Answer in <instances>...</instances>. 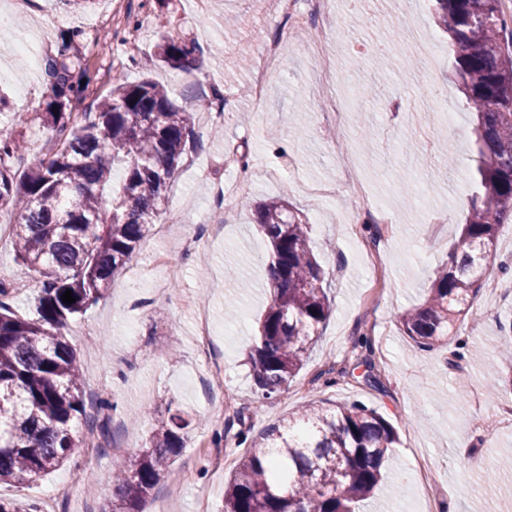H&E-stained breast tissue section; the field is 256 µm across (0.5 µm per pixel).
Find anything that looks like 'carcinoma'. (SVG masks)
Listing matches in <instances>:
<instances>
[{
    "label": "carcinoma",
    "instance_id": "1",
    "mask_svg": "<svg viewBox=\"0 0 512 512\" xmlns=\"http://www.w3.org/2000/svg\"><path fill=\"white\" fill-rule=\"evenodd\" d=\"M448 34L452 67L473 115L477 160L466 224L451 262L437 270L420 306L398 316L421 350L442 346L495 259L498 229L512 217V37L504 38L502 0H433ZM167 66L199 69L198 46L160 37ZM70 46L48 63L43 121L55 133L52 155L18 176L23 145L0 138V210L18 216L10 238L16 256L39 275L35 318L16 315L0 286V484L24 487L77 456L83 433L109 435L88 411L79 361L61 329L95 305L126 269L164 207L182 157L198 140L191 113L150 79L123 82L77 121L93 77ZM266 237L271 302L248 354L262 398L277 395L301 369L330 312L324 271L298 210L272 199L255 210ZM72 291L75 302L62 301ZM191 415L160 418L140 455L112 480L109 512H144L164 474L186 446ZM397 442L394 425L362 403L322 409L308 404L267 431L242 456L224 491V512H355L383 479ZM0 512H42L31 501L0 498Z\"/></svg>",
    "mask_w": 512,
    "mask_h": 512
}]
</instances>
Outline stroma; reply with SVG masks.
Instances as JSON below:
<instances>
[{"label":"stroma","mask_w":512,"mask_h":512,"mask_svg":"<svg viewBox=\"0 0 512 512\" xmlns=\"http://www.w3.org/2000/svg\"><path fill=\"white\" fill-rule=\"evenodd\" d=\"M387 25L361 24L347 5L321 20L329 30L326 52L334 55L353 110L341 126L320 107L327 93L310 54L312 34L278 30L282 63L270 78L262 105L241 87L249 68L231 71L237 50L256 52L274 26L272 0H94L74 10L65 0H14L10 20L0 27V133L23 140L26 150L14 169L23 172L51 155L54 134L41 113L48 94L45 71H32L11 43L34 45L41 59L72 43L94 74L85 102L107 97L113 86L150 76L165 85L178 106L228 97L224 135L201 132L185 156L157 218L126 272L103 297L63 330L76 350L88 396L116 402L107 449L86 435L76 465L41 475L38 485L63 483L65 495L53 512H103L112 502V472L144 447L167 408L190 413L196 423L187 446L146 504V512L172 504L177 512H199L208 500L220 512L240 426L260 437L304 404L325 407L360 402L381 413L399 434L390 449L385 478L357 512H504L512 504V361L500 359L512 343L503 329L512 319V221L496 241V260L473 299L480 320L462 317L448 344L418 349L397 322L402 311L423 303L438 268L449 260L469 211L474 169L472 116L452 74L448 37L435 23L431 0H373ZM166 18L173 35L196 41L200 71L188 75L156 59ZM439 85L454 108L452 124L428 125L419 105L428 84ZM397 101L394 112L378 109ZM252 157L248 172L233 155ZM352 160L367 193L389 218L385 224L357 221L356 199L344 179ZM244 178L247 204L221 209L219 183ZM311 183L335 184L336 194L318 199ZM279 197L298 208L308 224L317 261L331 285L330 316L299 374L277 397L258 399L247 354L269 300L266 242L251 206ZM222 218V228L204 223ZM200 237L183 255L186 226ZM167 253V266L132 286L133 272L150 251ZM0 278L15 289L18 314L34 312L35 276L17 260L11 243L0 245ZM240 315L224 317L227 301ZM209 323L211 363L198 356L199 313Z\"/></svg>","instance_id":"1"}]
</instances>
